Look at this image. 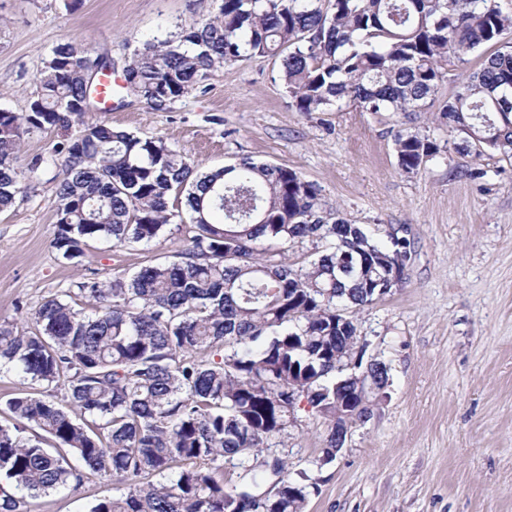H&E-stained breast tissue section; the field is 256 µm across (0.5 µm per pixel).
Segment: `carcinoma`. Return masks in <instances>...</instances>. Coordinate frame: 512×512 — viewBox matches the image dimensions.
Wrapping results in <instances>:
<instances>
[{
    "mask_svg": "<svg viewBox=\"0 0 512 512\" xmlns=\"http://www.w3.org/2000/svg\"><path fill=\"white\" fill-rule=\"evenodd\" d=\"M214 16L122 66L127 92L156 111L201 87L211 73L255 56L279 60L283 90L305 114L353 105L364 112H421L445 65L499 42L512 16L496 0H216ZM116 63L73 41L58 43L19 115L0 110V211L32 190L17 167L23 138L80 122L62 149L52 247L68 261L88 242L148 245L183 213L185 248L129 277L81 283L87 304L43 300L29 328L0 325V377L21 389L0 424V512H31L30 500L111 475L119 493L89 512H305L307 485L288 461L262 453L284 444L301 402L325 420L319 465L336 459V428L362 421L358 390L385 397L389 378L356 372L336 386V355L352 353V318L336 315L388 295L370 285V263L347 272L367 246L408 279L411 242L373 243L357 224L324 208L293 169L243 157L200 174L190 155L86 119L75 106L97 96L93 66ZM455 150L512 158V49L485 58L439 113ZM398 168L415 174L441 152L418 131L395 135ZM308 240L322 248L298 267L260 257L261 241ZM35 427L56 442L25 431ZM239 481L224 483V465Z\"/></svg>",
    "mask_w": 512,
    "mask_h": 512,
    "instance_id": "cac0c4a2",
    "label": "carcinoma"
}]
</instances>
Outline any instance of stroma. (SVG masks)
Returning <instances> with one entry per match:
<instances>
[{
	"instance_id": "obj_1",
	"label": "stroma",
	"mask_w": 512,
	"mask_h": 512,
	"mask_svg": "<svg viewBox=\"0 0 512 512\" xmlns=\"http://www.w3.org/2000/svg\"><path fill=\"white\" fill-rule=\"evenodd\" d=\"M216 0H0V109L25 113L40 71L62 40L115 63L213 16ZM355 106L309 115L292 107L279 65L252 58L218 68L155 111L113 85L90 120L160 138L200 170L240 158L285 166L315 184L326 207L384 241L412 243L409 279L351 317L365 359L389 368L386 396L355 425L335 461L319 466L323 420L299 410L285 446L292 475L317 482L307 512H512V159L460 155L435 122ZM429 134L442 151L415 174L399 171L400 126ZM79 125L26 135L19 170L46 160L28 196L0 212V324L27 325L48 296H78L105 280L162 261L186 242L167 225L147 245L93 243L81 264L52 248L59 148ZM108 474L38 498L34 512H89L115 493Z\"/></svg>"
}]
</instances>
